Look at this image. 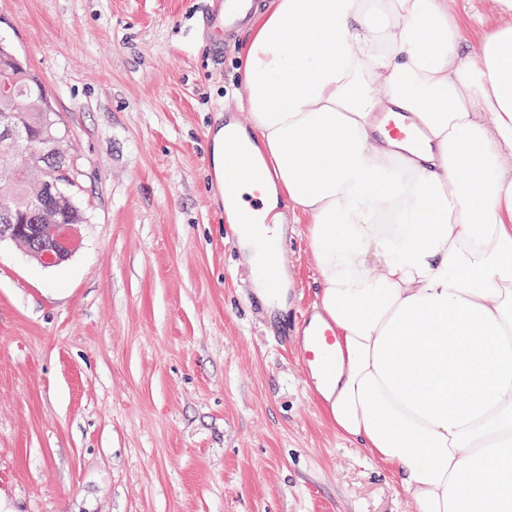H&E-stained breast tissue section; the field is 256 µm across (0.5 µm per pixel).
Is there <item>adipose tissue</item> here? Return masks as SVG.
Masks as SVG:
<instances>
[{"mask_svg": "<svg viewBox=\"0 0 512 512\" xmlns=\"http://www.w3.org/2000/svg\"><path fill=\"white\" fill-rule=\"evenodd\" d=\"M450 0H269L224 136L304 225L336 430L417 512H512V24ZM406 113L423 145L388 136Z\"/></svg>", "mask_w": 512, "mask_h": 512, "instance_id": "ef3b65f1", "label": "adipose tissue"}]
</instances>
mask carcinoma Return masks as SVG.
Listing matches in <instances>:
<instances>
[{"label":"carcinoma","mask_w":512,"mask_h":512,"mask_svg":"<svg viewBox=\"0 0 512 512\" xmlns=\"http://www.w3.org/2000/svg\"><path fill=\"white\" fill-rule=\"evenodd\" d=\"M0 116L11 117L19 126L33 131L38 142L31 148L0 146V174L8 187L0 193V235H8L13 224L66 222L83 224L86 217L73 191L74 163L68 144L46 160L40 155L55 147L64 132L41 80L8 43L0 41ZM57 181L50 204L42 203L44 186Z\"/></svg>","instance_id":"1"}]
</instances>
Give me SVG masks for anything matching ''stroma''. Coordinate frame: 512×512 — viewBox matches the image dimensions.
Returning a JSON list of instances; mask_svg holds the SVG:
<instances>
[{"instance_id":"obj_1","label":"stroma","mask_w":512,"mask_h":512,"mask_svg":"<svg viewBox=\"0 0 512 512\" xmlns=\"http://www.w3.org/2000/svg\"><path fill=\"white\" fill-rule=\"evenodd\" d=\"M210 0H0V37L69 135L87 221L45 267L0 242L8 512H416L342 438L293 353L317 272L288 237V309L254 306L225 240L210 131L244 38Z\"/></svg>"}]
</instances>
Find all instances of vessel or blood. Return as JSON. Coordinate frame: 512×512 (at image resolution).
<instances>
[{"mask_svg": "<svg viewBox=\"0 0 512 512\" xmlns=\"http://www.w3.org/2000/svg\"><path fill=\"white\" fill-rule=\"evenodd\" d=\"M255 7L256 0H216L207 21L216 33L228 38L247 26ZM224 157V211L229 215L225 228L230 232L228 241L233 244L237 241L239 227L251 222L253 212L261 209L262 202L259 196L248 198L243 193V185L252 173L254 161L241 150L234 137H225ZM285 247L282 241L270 244L263 262L253 269V278L271 280L274 270L281 264ZM301 336L299 357L305 369L309 370L322 362L334 339V331L309 317L301 324Z\"/></svg>", "mask_w": 512, "mask_h": 512, "instance_id": "1", "label": "vessel or blood"}]
</instances>
